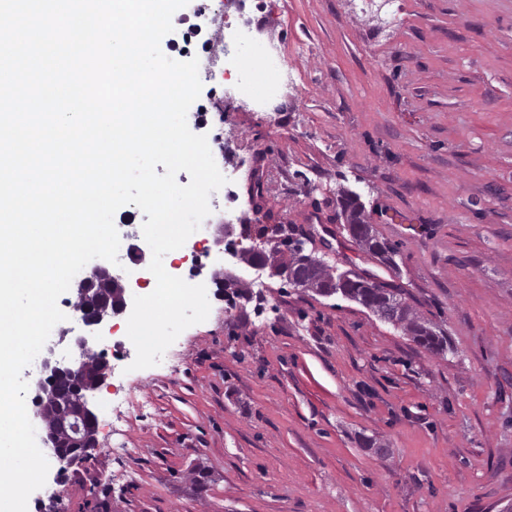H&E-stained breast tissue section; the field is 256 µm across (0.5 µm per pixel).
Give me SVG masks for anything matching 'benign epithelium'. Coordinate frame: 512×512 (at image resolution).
I'll list each match as a JSON object with an SVG mask.
<instances>
[{
    "instance_id": "obj_1",
    "label": "benign epithelium",
    "mask_w": 512,
    "mask_h": 512,
    "mask_svg": "<svg viewBox=\"0 0 512 512\" xmlns=\"http://www.w3.org/2000/svg\"><path fill=\"white\" fill-rule=\"evenodd\" d=\"M205 230L218 251L233 258L238 256L236 225L208 224ZM127 256L130 268L121 275L115 273L112 263L108 262L94 265L72 283L65 304L75 313L80 331L71 337L70 329H62L58 341L48 347L40 365L24 374L34 415L39 428L45 431L43 444L58 464L55 476L58 483L62 482L68 466L84 459L88 451L97 446V415L90 407L89 396L106 383L112 371L104 352L89 354L86 359L74 362L66 350L86 349L89 342L111 330L112 319L126 314L132 284L142 282L149 274L142 248L129 246ZM211 280L228 304H233L229 286L238 281V276L224 267L213 271ZM403 307V300L393 297L371 313L379 321L397 326Z\"/></svg>"
}]
</instances>
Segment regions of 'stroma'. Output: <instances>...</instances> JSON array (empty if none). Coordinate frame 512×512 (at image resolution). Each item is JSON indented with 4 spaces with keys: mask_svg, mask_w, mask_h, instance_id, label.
I'll use <instances>...</instances> for the list:
<instances>
[{
    "mask_svg": "<svg viewBox=\"0 0 512 512\" xmlns=\"http://www.w3.org/2000/svg\"><path fill=\"white\" fill-rule=\"evenodd\" d=\"M296 91L204 83L235 224L309 231L449 335L433 355L357 302L265 277L159 364L97 391L98 447L28 512H502L512 503V0H239ZM360 194L398 271L339 216ZM260 195L262 213L253 209ZM380 439V457L359 436ZM205 467L197 489L189 473Z\"/></svg>",
    "mask_w": 512,
    "mask_h": 512,
    "instance_id": "stroma-1",
    "label": "stroma"
}]
</instances>
